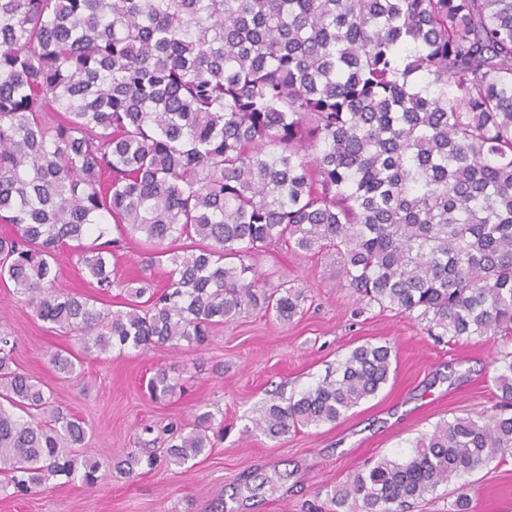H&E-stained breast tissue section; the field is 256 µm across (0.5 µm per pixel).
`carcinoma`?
<instances>
[{"label":"carcinoma","instance_id":"cac0c4a2","mask_svg":"<svg viewBox=\"0 0 512 512\" xmlns=\"http://www.w3.org/2000/svg\"><path fill=\"white\" fill-rule=\"evenodd\" d=\"M0 222V282L87 354L199 346L249 308L291 321L302 292L250 263L280 242L334 253L360 298L439 336H511L512 0H0ZM128 238L170 262L164 287L110 269ZM62 248L124 309L55 289ZM16 345L1 329L0 491L106 481ZM391 366L361 345L255 424L335 423ZM493 383L501 413L436 425L337 486L332 512H403L511 450L512 351ZM175 388L164 369L147 383L156 402ZM222 425L203 411L116 469L185 465Z\"/></svg>","mask_w":512,"mask_h":512}]
</instances>
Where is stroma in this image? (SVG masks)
I'll return each mask as SVG.
<instances>
[{
  "label": "stroma",
  "instance_id": "stroma-1",
  "mask_svg": "<svg viewBox=\"0 0 512 512\" xmlns=\"http://www.w3.org/2000/svg\"><path fill=\"white\" fill-rule=\"evenodd\" d=\"M255 264L268 288L285 281L304 290L292 322L249 309L201 346L142 354H85L75 336L52 331L26 297L0 285V326L18 340L16 364L88 428L84 455L110 462L136 447L143 426L162 437L168 422L190 420L203 405L224 415L223 437L194 465L116 473L99 487L57 477L22 498L1 493L0 512H328L331 490L377 459L408 453L422 433L455 417L498 412L495 358L512 350V336L493 343L431 335L414 316L360 300L326 252L280 243L259 252ZM366 343L392 350L393 370L375 397L337 423L277 439L256 428L267 404L314 386ZM60 351L77 358L72 375L55 369L51 357ZM160 368L177 385L161 404L146 393ZM462 493L471 512H512V454L425 495L408 512H452Z\"/></svg>",
  "mask_w": 512,
  "mask_h": 512
}]
</instances>
